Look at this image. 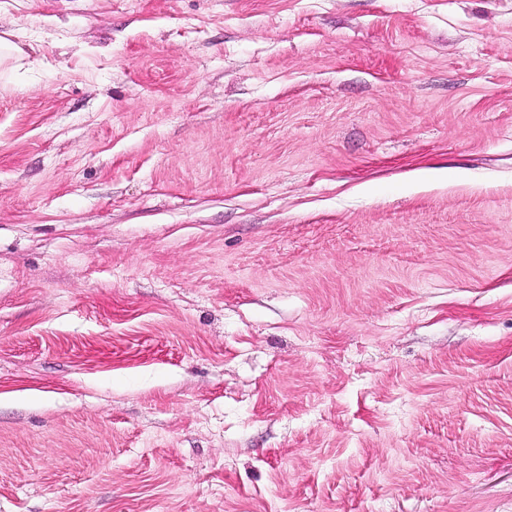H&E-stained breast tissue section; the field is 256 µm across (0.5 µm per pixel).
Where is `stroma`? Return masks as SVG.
Listing matches in <instances>:
<instances>
[{"instance_id":"obj_1","label":"stroma","mask_w":512,"mask_h":512,"mask_svg":"<svg viewBox=\"0 0 512 512\" xmlns=\"http://www.w3.org/2000/svg\"><path fill=\"white\" fill-rule=\"evenodd\" d=\"M0 36V512H512V0Z\"/></svg>"}]
</instances>
